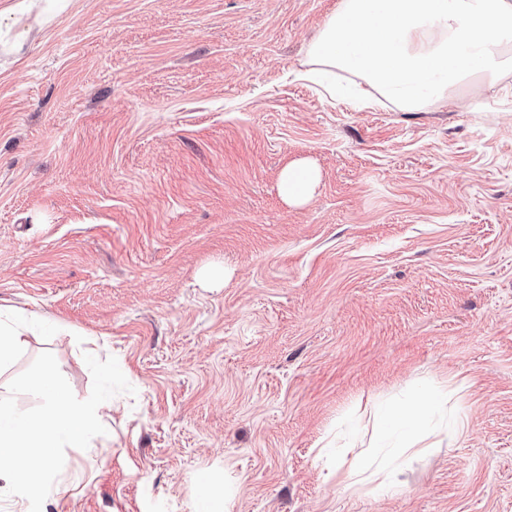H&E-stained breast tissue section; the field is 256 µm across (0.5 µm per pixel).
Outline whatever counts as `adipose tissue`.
<instances>
[{
  "instance_id": "ef3b65f1",
  "label": "adipose tissue",
  "mask_w": 512,
  "mask_h": 512,
  "mask_svg": "<svg viewBox=\"0 0 512 512\" xmlns=\"http://www.w3.org/2000/svg\"><path fill=\"white\" fill-rule=\"evenodd\" d=\"M512 72V0H336L308 48L304 75L361 107L423 112L448 104L464 79L474 97ZM319 181L286 167L279 189L307 200Z\"/></svg>"
}]
</instances>
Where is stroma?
<instances>
[{
	"label": "stroma",
	"mask_w": 512,
	"mask_h": 512,
	"mask_svg": "<svg viewBox=\"0 0 512 512\" xmlns=\"http://www.w3.org/2000/svg\"><path fill=\"white\" fill-rule=\"evenodd\" d=\"M335 3L31 5L0 50V308L44 322L0 397L45 351L78 399L88 353L135 389L42 512H512V73L480 109L327 99ZM425 398V451L349 489ZM319 181L318 171L307 164L286 167L280 175L279 189L284 198L291 202L307 200ZM354 468L358 476V480L350 485L355 491L360 487L379 480L385 481L389 477V467H377L371 469V465L367 462L362 453L356 455L354 459Z\"/></svg>",
	"instance_id": "35a3bbf8"
}]
</instances>
